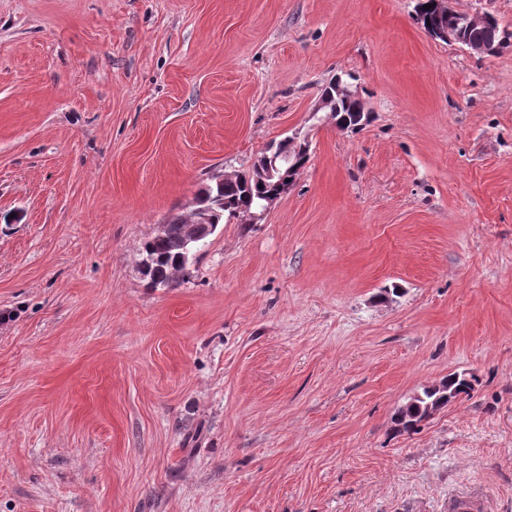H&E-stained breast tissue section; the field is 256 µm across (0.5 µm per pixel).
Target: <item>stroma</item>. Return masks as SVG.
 I'll list each match as a JSON object with an SVG mask.
<instances>
[{
	"instance_id": "1",
	"label": "stroma",
	"mask_w": 512,
	"mask_h": 512,
	"mask_svg": "<svg viewBox=\"0 0 512 512\" xmlns=\"http://www.w3.org/2000/svg\"><path fill=\"white\" fill-rule=\"evenodd\" d=\"M417 3L0 0V512H512V0H453L491 56ZM336 76L359 130L310 117ZM297 130L152 286L142 243ZM444 5L447 7L448 13H456L455 25L451 27L436 28L433 32V38L441 39L449 43H458L467 46L471 51L477 54H485L487 46L485 42H470V41H486L496 47L489 54H494L500 46V25L498 19L491 14L485 13V19L477 22V15H471L455 10L450 5V0H443ZM472 26V27H471ZM471 27V28H470ZM470 28L465 34L464 32ZM465 39L469 41L465 42ZM288 163V157L275 145L269 146L264 152L263 156V170L267 177L274 178L279 176L278 183H283L285 180V172L280 175L281 171L285 169ZM234 176L235 174L212 177L210 183L199 192L207 193L211 197L218 196L223 201V206L217 208L219 214L215 216L216 222L213 224H224V220L230 221L231 219L245 224V221L250 218L249 214L257 211L264 203V199L277 191L275 181L264 179L261 176L255 178L252 168L248 173L241 174L239 181L218 183L220 177L228 179ZM279 197L271 195L266 198V204L262 207L261 212L252 214L251 223L261 219ZM465 373H450L448 378L437 385L423 388L404 407L400 408L393 417L394 429L397 432H410L422 421L431 417L438 410L446 407L448 403L458 396L470 395L474 389L475 379H467Z\"/></svg>"
}]
</instances>
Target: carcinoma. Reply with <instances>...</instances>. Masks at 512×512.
<instances>
[{
  "instance_id": "cac0c4a2",
  "label": "carcinoma",
  "mask_w": 512,
  "mask_h": 512,
  "mask_svg": "<svg viewBox=\"0 0 512 512\" xmlns=\"http://www.w3.org/2000/svg\"><path fill=\"white\" fill-rule=\"evenodd\" d=\"M470 41H486L493 46H500V25L498 19L491 14H485V19L474 24L465 34ZM338 80H332L321 88V93L334 97L335 106L330 109L336 120V127L341 130H356L355 117L361 109V104L336 92ZM275 181L257 177L253 172L241 174L238 181L219 183L215 176L202 192L211 197H220L223 206L217 208L216 223L236 219L245 223L250 214L257 211L264 199L275 193ZM142 251L152 260L151 272L147 273L152 283L170 285L179 274H185L193 260L194 253L186 251V233L184 213L171 215L165 223L161 234L144 241ZM474 390L473 382L464 373H450L448 378L437 385L423 388L404 407L400 408L393 417L394 429L398 432H409L422 421L431 417L438 410L458 396L470 395Z\"/></svg>"
}]
</instances>
